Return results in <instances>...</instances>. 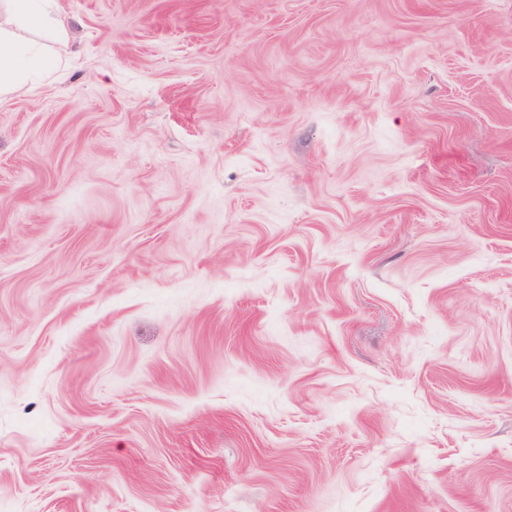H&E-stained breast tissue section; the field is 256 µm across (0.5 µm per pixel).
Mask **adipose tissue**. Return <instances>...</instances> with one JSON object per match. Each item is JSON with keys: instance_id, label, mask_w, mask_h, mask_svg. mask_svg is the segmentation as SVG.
I'll list each match as a JSON object with an SVG mask.
<instances>
[{"instance_id": "adipose-tissue-1", "label": "adipose tissue", "mask_w": 512, "mask_h": 512, "mask_svg": "<svg viewBox=\"0 0 512 512\" xmlns=\"http://www.w3.org/2000/svg\"><path fill=\"white\" fill-rule=\"evenodd\" d=\"M65 33V22L53 0H0V93L12 89L22 71L39 68L36 46L17 36L21 30Z\"/></svg>"}]
</instances>
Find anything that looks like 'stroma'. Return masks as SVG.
<instances>
[{
  "label": "stroma",
  "mask_w": 512,
  "mask_h": 512,
  "mask_svg": "<svg viewBox=\"0 0 512 512\" xmlns=\"http://www.w3.org/2000/svg\"><path fill=\"white\" fill-rule=\"evenodd\" d=\"M56 6L0 512H512V0Z\"/></svg>",
  "instance_id": "stroma-1"
}]
</instances>
